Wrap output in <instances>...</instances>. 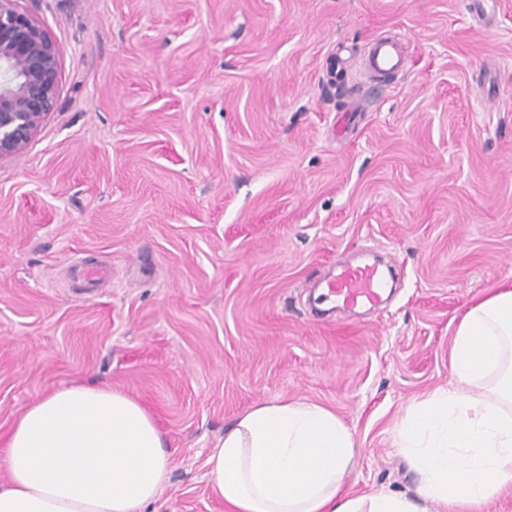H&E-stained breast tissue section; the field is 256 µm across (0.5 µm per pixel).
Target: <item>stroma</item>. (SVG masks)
Here are the masks:
<instances>
[{
	"label": "stroma",
	"mask_w": 512,
	"mask_h": 512,
	"mask_svg": "<svg viewBox=\"0 0 512 512\" xmlns=\"http://www.w3.org/2000/svg\"><path fill=\"white\" fill-rule=\"evenodd\" d=\"M57 104L0 159V444L53 390L136 398L173 455L147 512H227L205 459L251 405L306 399L345 488L416 497L396 444L451 382L468 306L512 281V0H21ZM407 43L385 81L362 59ZM375 310L314 286L367 250Z\"/></svg>",
	"instance_id": "1"
}]
</instances>
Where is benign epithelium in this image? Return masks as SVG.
<instances>
[{
	"label": "benign epithelium",
	"mask_w": 512,
	"mask_h": 512,
	"mask_svg": "<svg viewBox=\"0 0 512 512\" xmlns=\"http://www.w3.org/2000/svg\"><path fill=\"white\" fill-rule=\"evenodd\" d=\"M18 2L0 0V158L27 146L57 95L55 43Z\"/></svg>",
	"instance_id": "1"
}]
</instances>
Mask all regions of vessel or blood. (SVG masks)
<instances>
[{"label":"vessel or blood","mask_w":512,"mask_h":512,"mask_svg":"<svg viewBox=\"0 0 512 512\" xmlns=\"http://www.w3.org/2000/svg\"><path fill=\"white\" fill-rule=\"evenodd\" d=\"M404 41L399 37L374 39L367 55V70L375 76L399 72L404 64ZM389 285L387 274L378 264H347L325 281L327 298L338 308L352 312L376 306Z\"/></svg>","instance_id":"obj_1"}]
</instances>
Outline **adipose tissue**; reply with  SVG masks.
<instances>
[{"instance_id": "obj_1", "label": "adipose tissue", "mask_w": 512, "mask_h": 512, "mask_svg": "<svg viewBox=\"0 0 512 512\" xmlns=\"http://www.w3.org/2000/svg\"><path fill=\"white\" fill-rule=\"evenodd\" d=\"M453 386L412 403L398 446L420 476L417 498L345 493L353 432L324 406L255 403L211 449L207 475L232 512H482L512 483V282L459 322ZM480 395H470V388ZM172 453L150 415L107 385H71L17 420L0 466V512H144Z\"/></svg>"}]
</instances>
